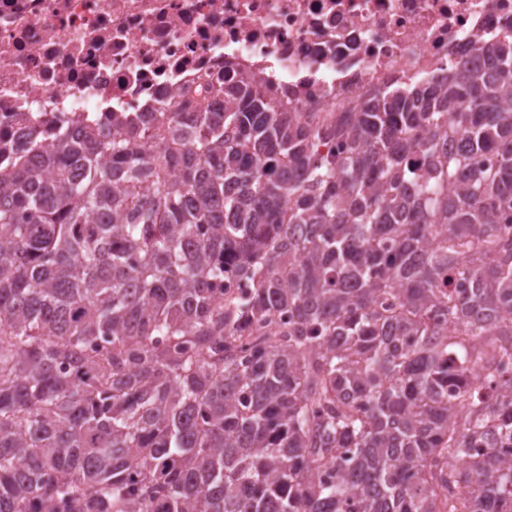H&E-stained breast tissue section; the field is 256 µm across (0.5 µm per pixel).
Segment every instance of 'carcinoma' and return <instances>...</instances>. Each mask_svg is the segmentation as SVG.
Here are the masks:
<instances>
[{"instance_id":"obj_1","label":"carcinoma","mask_w":512,"mask_h":512,"mask_svg":"<svg viewBox=\"0 0 512 512\" xmlns=\"http://www.w3.org/2000/svg\"><path fill=\"white\" fill-rule=\"evenodd\" d=\"M508 224L512 37L334 125L0 140V512H512Z\"/></svg>"}]
</instances>
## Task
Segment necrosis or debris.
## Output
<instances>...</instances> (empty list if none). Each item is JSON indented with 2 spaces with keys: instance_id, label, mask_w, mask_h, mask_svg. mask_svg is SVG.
Here are the masks:
<instances>
[{
  "instance_id": "obj_1",
  "label": "necrosis or debris",
  "mask_w": 512,
  "mask_h": 512,
  "mask_svg": "<svg viewBox=\"0 0 512 512\" xmlns=\"http://www.w3.org/2000/svg\"><path fill=\"white\" fill-rule=\"evenodd\" d=\"M506 35L512 0H0V139L116 114L190 125L228 80L326 123Z\"/></svg>"
}]
</instances>
